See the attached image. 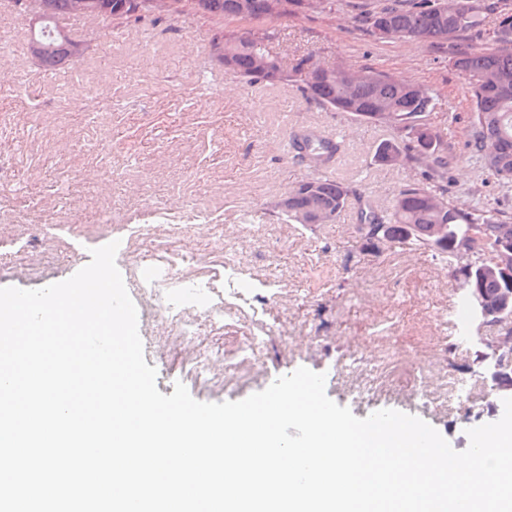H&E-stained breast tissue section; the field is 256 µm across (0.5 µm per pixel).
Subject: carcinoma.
<instances>
[{
    "label": "carcinoma",
    "mask_w": 512,
    "mask_h": 512,
    "mask_svg": "<svg viewBox=\"0 0 512 512\" xmlns=\"http://www.w3.org/2000/svg\"><path fill=\"white\" fill-rule=\"evenodd\" d=\"M46 18L36 35L40 48L27 45L30 55L48 72L64 69L84 53L81 42L59 29L60 18L74 14L73 0H35ZM98 11L95 20L111 24H151L190 11L213 24L210 52L224 66V74L249 83H294L322 107L347 113L360 121L384 124L396 137L381 142L375 161L394 166L397 159L424 162L429 177L408 184L394 205L385 210L358 209L360 251L380 252L371 226L385 227L388 243L410 245L448 263L451 274L460 270L453 250L455 238H463L479 225L481 246L512 263V216L489 203L461 208L448 199L446 174L448 147L431 122L435 94L423 84L399 82L372 67L353 70L346 66L324 67L302 57L289 66L271 51L275 32L268 25L327 0H172L168 14L153 10L151 0H90ZM355 19L377 39L459 41L473 34L479 47L456 52L454 67L470 92V134L467 149L482 167L503 184H512V0H384L369 5L350 0ZM500 15L498 27L482 30V16ZM245 19L255 27L241 34L224 32V20ZM301 157L313 165L326 162L339 144L307 134L296 140ZM356 189L324 176L299 182L277 204L281 219L296 224H331ZM448 225V244L430 245L432 228ZM466 276L491 297L504 287L499 271L474 266Z\"/></svg>",
    "instance_id": "1"
}]
</instances>
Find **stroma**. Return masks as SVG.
I'll return each mask as SVG.
<instances>
[{
	"label": "stroma",
	"instance_id": "35a3bbf8",
	"mask_svg": "<svg viewBox=\"0 0 512 512\" xmlns=\"http://www.w3.org/2000/svg\"><path fill=\"white\" fill-rule=\"evenodd\" d=\"M86 50L73 66L45 72L26 49L29 14L0 12V28L12 31L11 93L0 100L10 120L0 124V164L10 167L0 182V213L14 232L41 242L52 224L73 234L109 216L113 224L139 219L148 207L164 206L178 194L192 195L210 224L187 223L172 211L183 237H167L148 226L144 236L118 249L116 265L126 281L140 277L143 263L177 260L180 241L193 248L169 288L183 275L214 285L212 301L224 303V262L235 258L253 275L281 279L290 303L276 299L241 305L230 318L201 325L202 347L218 349L248 335L256 325L269 330L258 355L264 377H238L223 388L200 383L191 364L173 348V328L141 314L139 334L145 360L157 370V388L171 395L186 385L201 402L238 401L268 387L272 374L307 367L326 375V393L356 417L381 409L414 415L433 426L457 451L467 449V429L497 421L503 404L489 380L469 374L471 351L453 347L448 309L457 284L430 253L393 245L379 254L360 253L356 202L335 223L317 227L278 219L275 205L311 168L286 152L280 138L320 122L345 134L346 153L332 162L337 181L391 208L399 190L422 181L424 164L380 166L378 144L395 135L382 125L323 109L294 85L246 84L225 75L209 51L210 31L183 14L153 28L120 30L82 18L62 20ZM288 57L312 55L327 65L365 66L396 80L430 86L441 115V135L453 151L448 195L460 206L485 198L512 214V185L482 183L481 168L467 153L468 88L453 66V43L374 39L355 23L347 0L282 20L271 43ZM42 111H35L36 103ZM106 165L109 187L87 180L88 169ZM232 226L238 235L221 248L211 224ZM28 260L0 245V287L39 289L64 281L83 268L71 247L58 244L40 278L27 274ZM350 336L366 337L371 371L354 376L338 363ZM402 356L382 361L385 342ZM429 382L430 402L419 407L411 387Z\"/></svg>",
	"mask_w": 512,
	"mask_h": 512
}]
</instances>
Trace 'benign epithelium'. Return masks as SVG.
<instances>
[{"instance_id":"benign-epithelium-1","label":"benign epithelium","mask_w":512,"mask_h":512,"mask_svg":"<svg viewBox=\"0 0 512 512\" xmlns=\"http://www.w3.org/2000/svg\"><path fill=\"white\" fill-rule=\"evenodd\" d=\"M468 292L473 300L474 324L477 326V336L474 337L476 358L472 360L469 370L491 377L494 389L504 392L502 398L505 399V392H512V331L489 338L483 335L482 329L492 316L500 324L511 322L512 313L479 288H470Z\"/></svg>"}]
</instances>
